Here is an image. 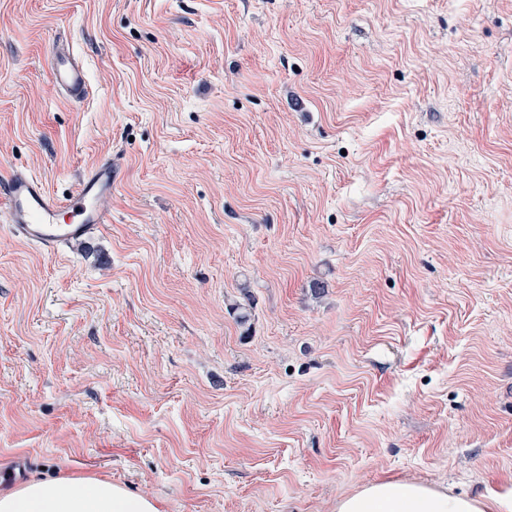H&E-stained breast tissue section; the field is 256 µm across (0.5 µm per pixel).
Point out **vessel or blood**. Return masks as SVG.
I'll use <instances>...</instances> for the list:
<instances>
[{
  "mask_svg": "<svg viewBox=\"0 0 512 512\" xmlns=\"http://www.w3.org/2000/svg\"><path fill=\"white\" fill-rule=\"evenodd\" d=\"M49 77L52 87L71 100L83 98L84 70L62 49H54L50 55ZM117 178L111 160H102L83 173L74 193L62 198L37 177L13 169L0 174V212L6 216L12 237L53 255L89 239L110 223L105 203Z\"/></svg>",
  "mask_w": 512,
  "mask_h": 512,
  "instance_id": "b4317fda",
  "label": "vessel or blood"
}]
</instances>
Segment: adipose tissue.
<instances>
[{
	"label": "adipose tissue",
	"instance_id": "obj_1",
	"mask_svg": "<svg viewBox=\"0 0 512 512\" xmlns=\"http://www.w3.org/2000/svg\"><path fill=\"white\" fill-rule=\"evenodd\" d=\"M0 512H159L155 503L101 479L31 480L0 490ZM338 512H512V496L478 500L416 483L378 482L342 498Z\"/></svg>",
	"mask_w": 512,
	"mask_h": 512
}]
</instances>
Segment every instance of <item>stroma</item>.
Here are the masks:
<instances>
[{"mask_svg":"<svg viewBox=\"0 0 512 512\" xmlns=\"http://www.w3.org/2000/svg\"><path fill=\"white\" fill-rule=\"evenodd\" d=\"M106 157L98 235L0 219L1 488L512 493V0H0V171ZM49 77L56 91H63L74 101L83 98L86 78L83 67L57 45L49 58Z\"/></svg>","mask_w":512,"mask_h":512,"instance_id":"35a3bbf8","label":"stroma"}]
</instances>
